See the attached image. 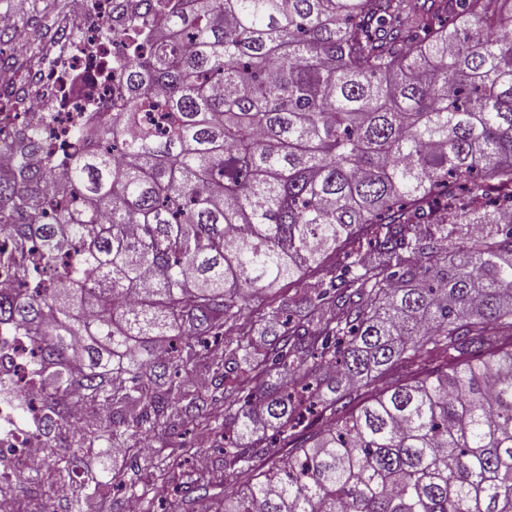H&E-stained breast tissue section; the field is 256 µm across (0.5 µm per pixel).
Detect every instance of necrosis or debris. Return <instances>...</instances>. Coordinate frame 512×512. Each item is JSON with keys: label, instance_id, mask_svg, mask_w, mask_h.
<instances>
[{"label": "necrosis or debris", "instance_id": "1", "mask_svg": "<svg viewBox=\"0 0 512 512\" xmlns=\"http://www.w3.org/2000/svg\"><path fill=\"white\" fill-rule=\"evenodd\" d=\"M77 31L72 43L56 55L49 72L24 82L12 96L0 95V167H9L12 144L21 135H35L53 165L68 164L84 144L71 138L76 128L99 129L105 113L119 111L124 92L118 82L132 35L130 0H78ZM40 436L17 423L13 400H0V469L35 474L31 449Z\"/></svg>", "mask_w": 512, "mask_h": 512}]
</instances>
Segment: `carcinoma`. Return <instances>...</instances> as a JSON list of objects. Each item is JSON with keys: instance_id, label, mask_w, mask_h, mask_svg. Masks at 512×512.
<instances>
[{"instance_id": "1", "label": "carcinoma", "mask_w": 512, "mask_h": 512, "mask_svg": "<svg viewBox=\"0 0 512 512\" xmlns=\"http://www.w3.org/2000/svg\"><path fill=\"white\" fill-rule=\"evenodd\" d=\"M505 2L192 0L157 21L146 6L150 46L129 42L124 108L98 146L57 171L18 140L0 225L13 278L48 284L0 288V393L27 424L6 382L4 333L19 331L45 469L79 488L65 512L108 486L85 456L139 447L173 410L224 445L220 512H512ZM49 179L69 204L47 206ZM337 251L329 280L271 298L284 329L252 363L244 310ZM184 338L220 418L207 394L179 409ZM427 341L458 357L374 387ZM309 415L328 425L300 432ZM259 421L290 448L254 469Z\"/></svg>"}]
</instances>
